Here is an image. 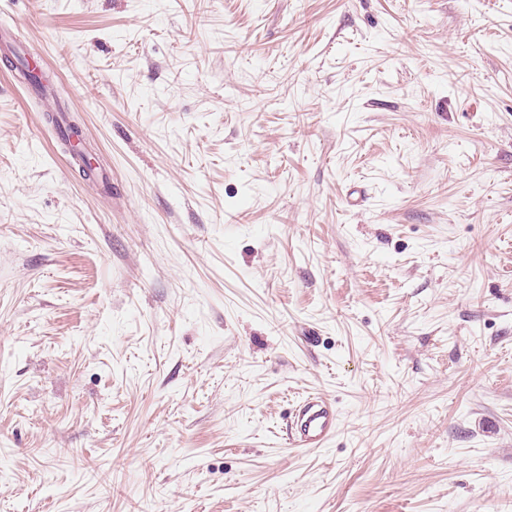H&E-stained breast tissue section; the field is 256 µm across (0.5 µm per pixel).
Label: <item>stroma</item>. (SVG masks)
Instances as JSON below:
<instances>
[{
  "label": "stroma",
  "mask_w": 512,
  "mask_h": 512,
  "mask_svg": "<svg viewBox=\"0 0 512 512\" xmlns=\"http://www.w3.org/2000/svg\"><path fill=\"white\" fill-rule=\"evenodd\" d=\"M0 29V512H512V0ZM336 411L319 397H308L299 404L290 420L292 445L302 448L322 446L336 432Z\"/></svg>",
  "instance_id": "obj_1"
}]
</instances>
